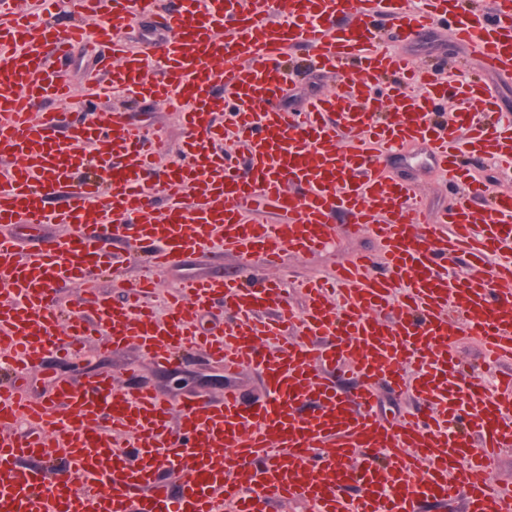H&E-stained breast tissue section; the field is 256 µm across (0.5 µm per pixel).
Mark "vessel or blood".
Listing matches in <instances>:
<instances>
[{"instance_id": "1", "label": "vessel or blood", "mask_w": 512, "mask_h": 512, "mask_svg": "<svg viewBox=\"0 0 512 512\" xmlns=\"http://www.w3.org/2000/svg\"><path fill=\"white\" fill-rule=\"evenodd\" d=\"M33 24L0 0V512H512L488 474L512 447V372L463 380L454 349L475 338L486 365L512 360V192L471 178L489 156L512 169V130L475 121L482 86L414 66L405 46L436 33L470 46L484 71L512 75V0H38ZM157 18L149 41L121 26ZM400 45L380 46L384 29ZM109 69L84 78L73 112L61 67L74 48ZM303 49L336 85L297 110L278 98ZM162 103L188 136L160 181L148 131L104 106L115 90ZM57 104L54 112L45 103ZM235 135L243 152L225 149ZM448 183L454 204L422 219L418 186L386 172L405 148ZM166 205L155 209L153 195ZM276 211L270 223L254 205ZM68 230L43 238L44 225ZM372 234L383 270L359 256L332 285L302 282L296 309L281 283L242 272L183 278L165 315L145 302L181 257L220 243L262 266L324 248L337 228ZM123 239L148 272L123 298L98 291L106 249ZM79 284L67 311L58 290ZM223 303L222 331L200 315ZM135 342L158 366L201 348L225 376L255 370L263 398L225 385L213 396L117 388L112 375L58 381L51 399L23 389L50 350L81 353L89 336ZM355 387L340 390L339 379ZM415 412L377 416L381 384Z\"/></svg>"}]
</instances>
